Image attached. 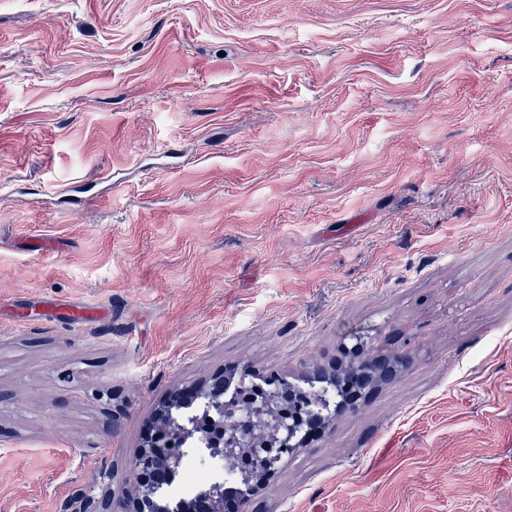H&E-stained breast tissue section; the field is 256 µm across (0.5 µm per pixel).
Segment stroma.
Segmentation results:
<instances>
[{
	"label": "stroma",
	"mask_w": 512,
	"mask_h": 512,
	"mask_svg": "<svg viewBox=\"0 0 512 512\" xmlns=\"http://www.w3.org/2000/svg\"><path fill=\"white\" fill-rule=\"evenodd\" d=\"M356 336L408 366L238 512H512V0H0V512Z\"/></svg>",
	"instance_id": "obj_1"
}]
</instances>
